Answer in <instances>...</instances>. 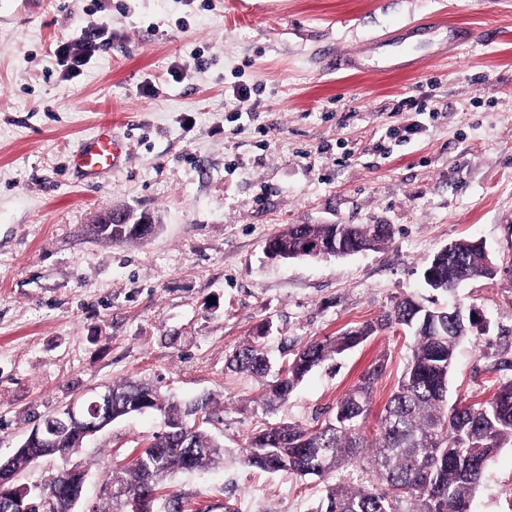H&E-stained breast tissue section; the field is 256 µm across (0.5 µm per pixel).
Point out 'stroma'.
<instances>
[{
    "label": "stroma",
    "instance_id": "35a3bbf8",
    "mask_svg": "<svg viewBox=\"0 0 512 512\" xmlns=\"http://www.w3.org/2000/svg\"><path fill=\"white\" fill-rule=\"evenodd\" d=\"M430 15L472 32L455 44L387 46L388 28ZM108 24L111 50L64 79L50 46ZM361 52L363 70L329 54ZM250 88L239 101L233 88ZM425 96L429 113L400 112ZM111 125L117 168L88 177L66 160ZM420 125L418 134L407 127ZM396 137H387L390 129ZM151 215L147 241L112 243L101 210ZM292 224H389L384 246L277 261L267 241ZM460 239L499 267L453 294L423 270ZM512 0H0V455L90 388L145 380L178 405L208 400L218 468L174 471L160 500L185 512H310L328 478L243 464L260 430L314 429L374 366L377 422L411 355L400 326L314 368L283 402L231 369L259 343L273 369L306 345L373 322L400 300L478 306L448 398L480 401L512 379ZM150 410L116 419L75 461V512H91L113 468L162 431ZM471 512H512V446L488 463Z\"/></svg>",
    "mask_w": 512,
    "mask_h": 512
}]
</instances>
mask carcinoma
I'll return each instance as SVG.
<instances>
[{
  "label": "carcinoma",
  "instance_id": "carcinoma-1",
  "mask_svg": "<svg viewBox=\"0 0 512 512\" xmlns=\"http://www.w3.org/2000/svg\"><path fill=\"white\" fill-rule=\"evenodd\" d=\"M94 234L110 242L136 239L127 228L96 229ZM392 235L390 224L381 232L372 224H290L275 236L272 246L288 260L304 256L305 244L317 240L341 256L363 247H381ZM452 256L451 271L448 256L436 254L431 259L438 272L431 289L448 293L465 281L486 276V253L479 242H454ZM393 324L409 331L413 347L384 406L374 439L363 433V420L379 377L377 368L345 394L324 426L309 430L282 424L249 441L245 464L300 477L330 476L371 449L373 480L361 486L344 481L330 485L311 512H460L461 507L470 506L491 457L505 444H512V379L499 383L481 402L469 403L463 398L447 406L457 346L465 338L485 332L469 321L454 323L433 306L415 311L412 301L406 299L377 322L308 345L288 363L284 376L265 384L263 403L288 399L314 367ZM231 364L259 377L266 374L267 361L256 344L236 350ZM146 388L143 383L128 381L113 387L116 416L129 415L128 409ZM153 398L154 409L164 414L165 430L155 435L130 465L111 472L106 479L117 490L143 496V512H154L157 487L174 471L202 469L224 460L223 446L207 429H195L188 422L193 411L182 410L157 393Z\"/></svg>",
  "mask_w": 512,
  "mask_h": 512
}]
</instances>
